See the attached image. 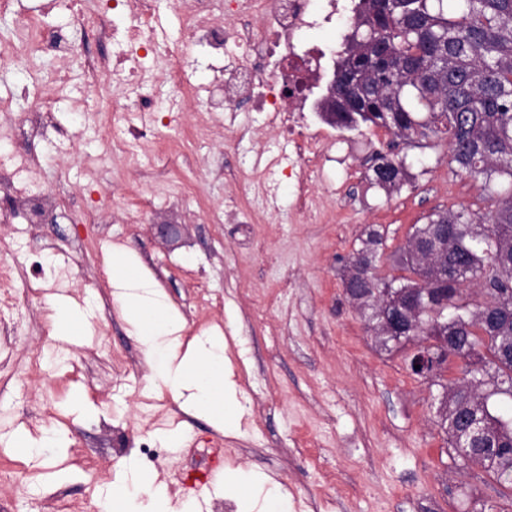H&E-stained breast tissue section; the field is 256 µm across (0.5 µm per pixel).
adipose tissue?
Here are the masks:
<instances>
[{"label": "adipose tissue", "mask_w": 512, "mask_h": 512, "mask_svg": "<svg viewBox=\"0 0 512 512\" xmlns=\"http://www.w3.org/2000/svg\"><path fill=\"white\" fill-rule=\"evenodd\" d=\"M108 281L117 288L116 299L127 321L135 328L145 348L155 387L167 389L179 407L187 412H205L219 430L228 431L244 406L233 387L224 383V336L204 331L181 342V320L165 293L143 267L133 261L124 247L113 246L107 266ZM128 480L113 486L103 505L105 512H169L170 499L164 483L140 473L128 462ZM259 477L245 470L230 472V487L241 490L240 512H285L288 499L280 486L267 489L263 501L249 495Z\"/></svg>", "instance_id": "ef3b65f1"}]
</instances>
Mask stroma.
<instances>
[{"mask_svg": "<svg viewBox=\"0 0 512 512\" xmlns=\"http://www.w3.org/2000/svg\"><path fill=\"white\" fill-rule=\"evenodd\" d=\"M81 63L77 56L45 58L33 76L0 65V98L12 99L16 111L49 93L47 72L69 74L62 91L49 93L52 129L25 141L33 182L64 195L67 214L54 224L0 223V246L20 249L42 287L24 300L21 334L0 335V464L12 469L10 483L0 486V512H54L60 500L86 512L125 479L131 460L196 512H214L220 503L236 512L226 476L237 468L281 484L288 512H512V497L449 449L434 418L438 387L407 367L412 346L380 349L342 283L364 227L384 234L380 275H400L395 254L414 225L461 204L484 211L480 182L453 174L443 148L409 147L378 127L335 131L315 188L325 215L307 223L292 208L287 174H280L276 196L254 186L255 155L272 159L288 146L252 113L238 114L245 136L231 142L223 113L200 111L187 99L132 168L123 160V125L107 141L94 110L71 108L76 98L96 100ZM390 149L406 155L410 173L409 184L391 193L369 180L375 154ZM105 153L111 161L88 174L84 157ZM133 193L148 199V208L128 209ZM176 197L185 235L172 244L159 223ZM230 200L242 223H224ZM90 209L98 223H82ZM116 245L140 259L181 313L183 338L223 330L247 427L219 431L151 386L144 349L105 274ZM65 264L75 280L61 290L54 279ZM62 297L84 313L69 336L56 335L48 318ZM118 354L130 359L121 369ZM35 357L37 375L29 370ZM164 429L179 432L177 446L148 460L141 441ZM49 430L58 450L40 459L20 450V438ZM214 442L224 450L222 469L199 487L181 481L193 451Z\"/></svg>", "mask_w": 512, "mask_h": 512, "instance_id": "35a3bbf8", "label": "stroma"}]
</instances>
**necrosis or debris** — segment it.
<instances>
[{"mask_svg":"<svg viewBox=\"0 0 512 512\" xmlns=\"http://www.w3.org/2000/svg\"><path fill=\"white\" fill-rule=\"evenodd\" d=\"M113 7H128L129 25L124 45L115 57L86 54L84 73L89 88L122 86L126 111L175 113L182 109L181 90H189L208 112L227 113L230 137L242 131L232 123L241 112H263L267 124L286 135L288 177L293 185V206L309 213L314 193L311 175L320 170L323 150L318 136L309 132L307 113L316 111L324 84L323 61L334 55L330 44H308L311 29L350 27L356 12L350 0H179L177 5L185 41L181 52L166 60L162 76L169 89L165 103L153 92L155 80L139 63L141 53L154 45V0H111ZM8 49L0 63L28 66L38 55L66 58L73 52L70 29L44 26L36 15L16 21ZM205 45L220 61V75L206 86L191 85L179 64L181 53ZM0 140L11 149L0 155V219L23 210L27 223L41 224L59 202L52 193L30 189L31 160L17 147L12 129L0 131Z\"/></svg>","mask_w":512,"mask_h":512,"instance_id":"necrosis-or-debris-1","label":"necrosis or debris"}]
</instances>
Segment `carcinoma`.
Here are the masks:
<instances>
[{
	"instance_id": "carcinoma-1",
	"label": "carcinoma",
	"mask_w": 512,
	"mask_h": 512,
	"mask_svg": "<svg viewBox=\"0 0 512 512\" xmlns=\"http://www.w3.org/2000/svg\"><path fill=\"white\" fill-rule=\"evenodd\" d=\"M358 22L336 63V126L384 128L407 145H448L455 174L482 183L488 206L429 214L414 228L396 263L411 276L357 286V306L382 349L398 342L379 330L394 317L398 333L428 342L453 337L461 376L429 379L441 389L437 426L466 464L480 466L512 490V0H359ZM372 183L385 191L409 181L406 156L379 152ZM448 271L432 288L426 258L411 241L432 246ZM359 260L377 266L384 235L369 226ZM475 284L479 299L462 296ZM408 288L398 309L384 290Z\"/></svg>"
}]
</instances>
